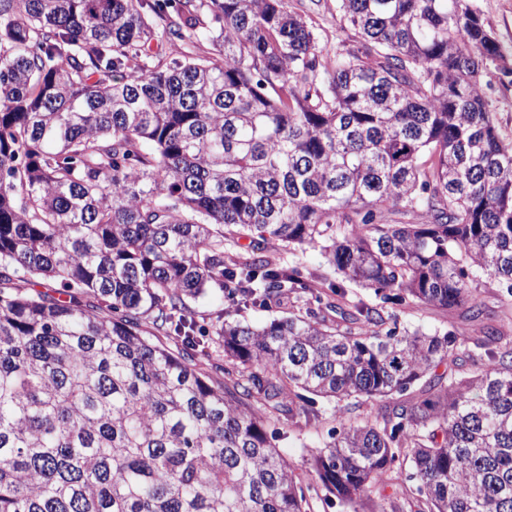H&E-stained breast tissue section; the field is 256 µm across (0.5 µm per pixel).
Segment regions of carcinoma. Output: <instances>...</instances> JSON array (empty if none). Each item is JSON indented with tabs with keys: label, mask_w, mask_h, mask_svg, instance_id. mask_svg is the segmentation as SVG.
Returning <instances> with one entry per match:
<instances>
[{
	"label": "carcinoma",
	"mask_w": 512,
	"mask_h": 512,
	"mask_svg": "<svg viewBox=\"0 0 512 512\" xmlns=\"http://www.w3.org/2000/svg\"><path fill=\"white\" fill-rule=\"evenodd\" d=\"M336 13L330 50L288 0H0V512H311L267 431L317 418L309 394L388 399L329 432L324 500L512 512V336L481 292L512 311V135L482 82L512 59L471 0ZM272 242L466 330L326 302ZM212 292L304 313L200 326ZM211 349L221 385L185 361ZM402 456L403 502L369 504Z\"/></svg>",
	"instance_id": "carcinoma-1"
}]
</instances>
